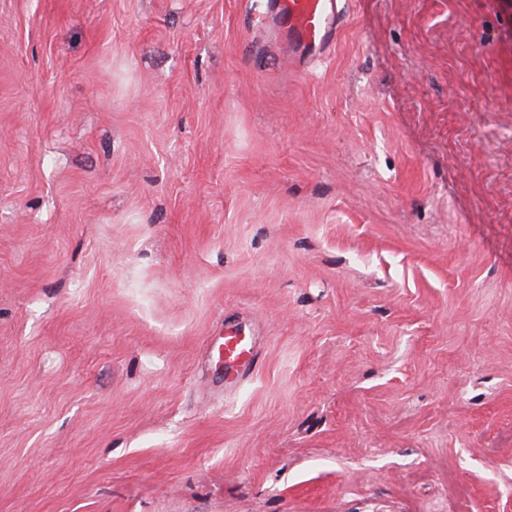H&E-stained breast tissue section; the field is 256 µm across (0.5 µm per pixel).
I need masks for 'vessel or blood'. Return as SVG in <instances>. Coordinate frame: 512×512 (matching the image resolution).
<instances>
[{
    "instance_id": "1",
    "label": "vessel or blood",
    "mask_w": 512,
    "mask_h": 512,
    "mask_svg": "<svg viewBox=\"0 0 512 512\" xmlns=\"http://www.w3.org/2000/svg\"><path fill=\"white\" fill-rule=\"evenodd\" d=\"M341 16L337 0H275L260 26L273 29L296 59L307 61L333 43ZM219 349L224 381L235 384L253 362V339L233 331L225 334Z\"/></svg>"
}]
</instances>
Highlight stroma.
<instances>
[{
    "label": "stroma",
    "instance_id": "stroma-1",
    "mask_svg": "<svg viewBox=\"0 0 512 512\" xmlns=\"http://www.w3.org/2000/svg\"><path fill=\"white\" fill-rule=\"evenodd\" d=\"M263 6L0 0V512H512V0ZM342 9L337 0H275L257 31L273 29L298 60H311L336 37ZM219 354L224 352V383L234 385L252 366L253 338L241 336L235 329L225 334L224 341L218 347Z\"/></svg>",
    "mask_w": 512,
    "mask_h": 512
}]
</instances>
